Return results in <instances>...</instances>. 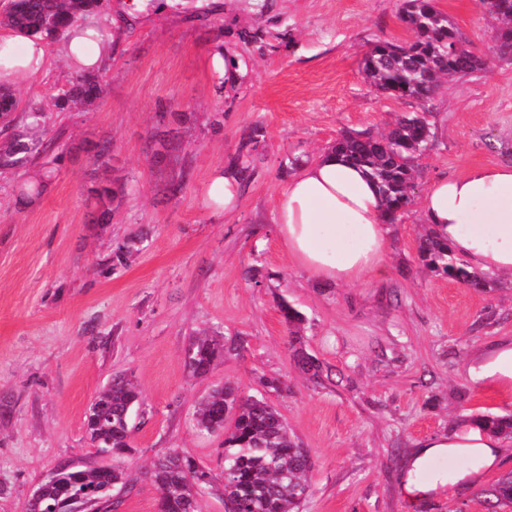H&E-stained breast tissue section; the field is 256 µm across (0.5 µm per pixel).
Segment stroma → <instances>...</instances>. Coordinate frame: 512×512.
<instances>
[{
	"label": "stroma",
	"mask_w": 512,
	"mask_h": 512,
	"mask_svg": "<svg viewBox=\"0 0 512 512\" xmlns=\"http://www.w3.org/2000/svg\"><path fill=\"white\" fill-rule=\"evenodd\" d=\"M119 3L106 9L101 98L59 109L75 74L53 57L0 122L1 149L30 108L44 116L38 157L0 167V512H26L58 465L98 462L85 419L118 374L142 394L122 466L136 476L162 451L191 456L211 476L197 512H224V438L193 420L224 385L265 397L306 448L303 512H488L485 489L512 470L510 438L480 485L412 503L401 478L412 451L457 419L512 412V396L466 378L475 347L512 336V280L484 294L422 271L413 206L391 227L387 275L355 285L314 279L274 224L289 179L342 133L381 134L424 108L379 94L359 70L372 43L409 38L402 0H179L134 17ZM438 5L485 65L425 107L434 137L418 197L438 176L512 164V60L480 0ZM217 48L246 76L216 72ZM219 168L241 185L230 214L208 204ZM100 187L113 191L104 221ZM283 299L305 317L320 382L291 356ZM199 335L223 348L202 376L187 360Z\"/></svg>",
	"instance_id": "1"
}]
</instances>
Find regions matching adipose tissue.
<instances>
[{
	"instance_id": "ef3b65f1",
	"label": "adipose tissue",
	"mask_w": 512,
	"mask_h": 512,
	"mask_svg": "<svg viewBox=\"0 0 512 512\" xmlns=\"http://www.w3.org/2000/svg\"><path fill=\"white\" fill-rule=\"evenodd\" d=\"M113 37L72 22L59 44L60 55L79 73H96L112 58ZM44 39L18 30L0 35V85L15 89L45 70ZM422 224L447 242L472 270L512 277V166H476L439 177L419 204ZM278 235L300 267L316 279L354 284L388 273L390 227L378 190L367 172L327 152L289 180L276 214ZM478 389L512 395V340L477 351L467 369ZM499 442L480 420L460 419L448 433L423 441L410 455L401 479L403 494L421 500L444 491L449 480L479 484L495 467ZM466 456L468 468L455 478L430 469L431 461Z\"/></svg>"
}]
</instances>
